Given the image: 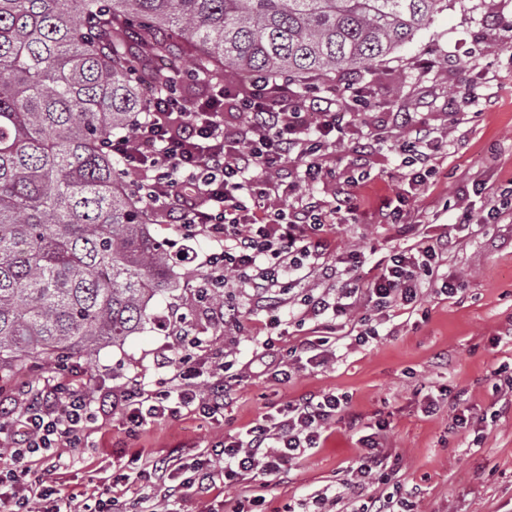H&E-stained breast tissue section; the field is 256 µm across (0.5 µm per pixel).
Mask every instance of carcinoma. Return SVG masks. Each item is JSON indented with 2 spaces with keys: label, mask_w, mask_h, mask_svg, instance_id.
Instances as JSON below:
<instances>
[{
  "label": "carcinoma",
  "mask_w": 512,
  "mask_h": 512,
  "mask_svg": "<svg viewBox=\"0 0 512 512\" xmlns=\"http://www.w3.org/2000/svg\"><path fill=\"white\" fill-rule=\"evenodd\" d=\"M446 0H0V371L65 365L157 322L176 262L157 210L114 165L178 70L197 81L354 73L431 23Z\"/></svg>",
  "instance_id": "obj_1"
}]
</instances>
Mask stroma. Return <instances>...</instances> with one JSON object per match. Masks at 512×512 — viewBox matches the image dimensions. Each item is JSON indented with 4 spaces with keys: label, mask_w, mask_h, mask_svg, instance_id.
Returning <instances> with one entry per match:
<instances>
[{
    "label": "stroma",
    "mask_w": 512,
    "mask_h": 512,
    "mask_svg": "<svg viewBox=\"0 0 512 512\" xmlns=\"http://www.w3.org/2000/svg\"><path fill=\"white\" fill-rule=\"evenodd\" d=\"M360 88L367 109L353 114L342 137L323 157L317 183L299 182L297 195H313L325 206L354 193L358 213L340 212L333 233L336 252L360 251L357 270L371 269L402 247L424 242L431 224H456L473 215L461 247L448 256L442 274L453 278V296L436 287L413 305L377 322L378 334L366 344L355 341L372 309L360 307L338 320L334 356L320 367L307 364L301 347L314 324L299 326V299L318 282L304 271L291 273L277 325H268L263 299L229 285L226 298L238 307L239 322L218 316L215 306L199 303L195 286L208 273L212 249L204 236L184 238L177 224L160 218L154 236L171 253H184L176 267L179 289L156 300L158 325L129 337L123 348L103 347L92 359L69 363L63 379L79 389L106 396L131 380L168 377L163 357L193 354L197 370L232 362L231 393L220 420L185 413L176 420L146 426L126 439L119 414L105 409L86 431L83 448H61L39 468L62 494H90L111 476L113 464L139 450L155 458L186 457L211 447L225 433L246 431L272 407L308 393L346 396L359 425L336 419L320 448L294 463L282 477L257 476L263 497L259 512H316L312 498L334 496L352 478L366 428L388 424L387 452L392 480L412 494L414 512H512V411L493 416V384L505 385L512 367V223L484 224L488 194L512 186V0H448L412 41L392 55L369 61L358 73H337L317 90L297 88L298 96H343ZM413 113L437 140V175L428 191L409 199L402 224L378 223L375 214L403 186L406 170L395 145L405 133L398 113ZM364 155L370 179L350 185L349 170ZM287 360L292 377L281 383L256 357L264 351ZM53 359H27L0 375L6 389L42 387L54 379ZM465 390L474 417L483 419L482 435L454 428L451 401L425 415L424 394L442 388Z\"/></svg>",
    "instance_id": "stroma-1"
}]
</instances>
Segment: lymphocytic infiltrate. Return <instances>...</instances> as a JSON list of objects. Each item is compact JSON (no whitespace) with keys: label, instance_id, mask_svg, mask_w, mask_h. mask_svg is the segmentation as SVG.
<instances>
[{"label":"lymphocytic infiltrate","instance_id":"obj_1","mask_svg":"<svg viewBox=\"0 0 512 512\" xmlns=\"http://www.w3.org/2000/svg\"><path fill=\"white\" fill-rule=\"evenodd\" d=\"M228 99L240 124L224 121ZM345 118L335 99L304 103L287 82L257 75L244 83H225L194 112L184 111L178 90H170L156 98L133 133L112 140L111 148L125 173L151 171L140 191L156 208L177 212L184 236L202 234L213 243L210 271L200 288H224L233 280L265 295L285 290L281 275L287 271L307 267L323 283L350 272L344 300L333 303L323 293L304 298L306 320L344 316L361 304L383 315L416 303L432 279L440 280L441 294H455L454 281L439 274L451 247L443 225H436L428 245L403 247L363 280L354 274L358 251L338 255L333 264L322 260L332 248L334 211L310 199L288 213L269 206V199L286 191L283 182L271 176L283 163L296 162L304 182L321 178L323 153L331 145V134L342 131ZM401 124L406 132L397 151L409 170V187L420 194L434 173L430 132L407 113ZM166 365L174 370L171 378L156 384L136 379L116 394L114 404L129 436L185 410L210 419L223 415L228 388H203L187 358H171ZM346 408V399L336 394H306L263 414L246 433L225 435L192 463L175 456L156 461L136 455L113 471L90 504L62 497L35 471L38 462L57 449L80 447L96 418L91 391L59 379L50 388L12 395L0 408V436L9 441L10 458L0 467V512H113L134 485L143 491L131 501L132 512H155L147 492L155 481L174 506L189 490L209 492L218 479L233 484L254 472L281 476L324 442L328 428ZM386 437L387 424L380 421L363 439L350 483L354 512H405L409 504L406 497L370 491L384 466Z\"/></svg>","mask_w":512,"mask_h":512}]
</instances>
